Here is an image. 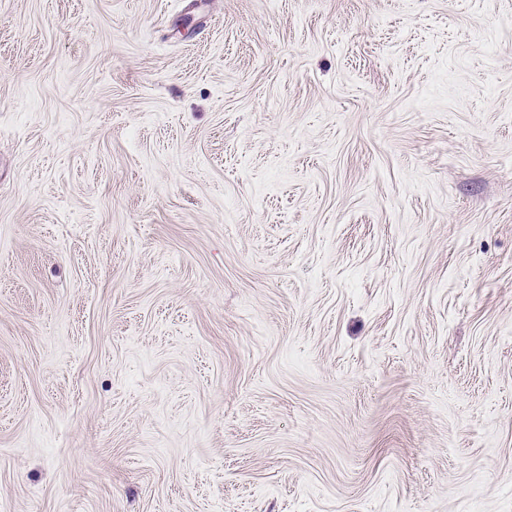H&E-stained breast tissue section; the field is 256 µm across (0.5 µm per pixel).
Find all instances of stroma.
Masks as SVG:
<instances>
[{
  "instance_id": "35a3bbf8",
  "label": "stroma",
  "mask_w": 512,
  "mask_h": 512,
  "mask_svg": "<svg viewBox=\"0 0 512 512\" xmlns=\"http://www.w3.org/2000/svg\"><path fill=\"white\" fill-rule=\"evenodd\" d=\"M0 512H512V0H0Z\"/></svg>"
}]
</instances>
